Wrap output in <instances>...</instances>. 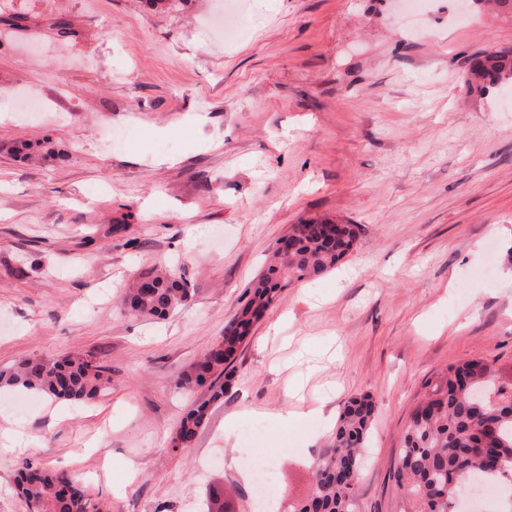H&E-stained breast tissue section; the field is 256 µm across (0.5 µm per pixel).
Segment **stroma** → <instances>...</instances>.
<instances>
[{"mask_svg": "<svg viewBox=\"0 0 512 512\" xmlns=\"http://www.w3.org/2000/svg\"><path fill=\"white\" fill-rule=\"evenodd\" d=\"M220 2L0 0V93L48 106L0 108V368L80 352L112 377L90 405L38 393L0 410V433L23 434L0 451V512H29L25 461L107 512H202L215 487L228 512H271L249 448L304 501L362 395L356 512H398L402 435L448 366L480 359L512 387V83L467 81L477 53L512 48V15L427 0L414 30L397 0H246L249 30L226 42L203 31ZM309 218L357 225L353 251L283 289L192 448L172 451L207 395L178 375ZM170 266L187 303L159 322L122 309L131 280Z\"/></svg>", "mask_w": 512, "mask_h": 512, "instance_id": "1", "label": "stroma"}]
</instances>
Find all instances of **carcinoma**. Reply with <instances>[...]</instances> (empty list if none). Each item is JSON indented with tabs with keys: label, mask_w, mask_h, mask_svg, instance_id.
Segmentation results:
<instances>
[{
	"label": "carcinoma",
	"mask_w": 512,
	"mask_h": 512,
	"mask_svg": "<svg viewBox=\"0 0 512 512\" xmlns=\"http://www.w3.org/2000/svg\"><path fill=\"white\" fill-rule=\"evenodd\" d=\"M480 84L512 79V50L476 57L471 63ZM289 250L275 249L267 268L246 289L247 300L224 326V338L191 364L178 384L188 390L209 385V398L195 402L172 438L173 448L186 449L203 426L210 405L224 397V376L234 369L236 355L252 327L276 302L290 281L319 277L336 268L357 239L356 225L302 222L291 227ZM184 277L164 269L136 281L122 304L133 314L163 319L189 297ZM490 367L473 359L448 367L439 384L412 414L402 439L398 485L399 512H451L460 487L476 479L509 485L504 502L512 507V404L479 403L475 395L510 396L491 382ZM111 382L110 368L81 354L61 361L25 359L18 368L0 370V386H21L59 401L89 403ZM374 415L366 397L350 400L341 410L333 437L314 466L312 496L288 512H355V487L361 450ZM16 486L36 512H104L83 486L63 472L24 462Z\"/></svg>",
	"instance_id": "1"
}]
</instances>
